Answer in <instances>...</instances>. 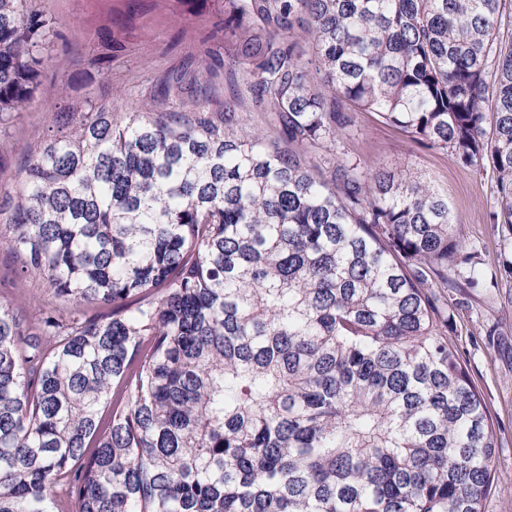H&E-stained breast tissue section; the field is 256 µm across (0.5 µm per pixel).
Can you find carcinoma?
Instances as JSON below:
<instances>
[{"label":"carcinoma","mask_w":512,"mask_h":512,"mask_svg":"<svg viewBox=\"0 0 512 512\" xmlns=\"http://www.w3.org/2000/svg\"><path fill=\"white\" fill-rule=\"evenodd\" d=\"M55 28L0 0V128ZM224 54L266 126L171 71L144 112L68 102L0 194L52 295L0 299V512H484L498 445L441 292L484 259L431 181L337 144L366 112L449 149L512 231V13L224 0Z\"/></svg>","instance_id":"obj_1"}]
</instances>
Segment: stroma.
Returning <instances> with one entry per match:
<instances>
[{
  "label": "stroma",
  "instance_id": "35a3bbf8",
  "mask_svg": "<svg viewBox=\"0 0 512 512\" xmlns=\"http://www.w3.org/2000/svg\"><path fill=\"white\" fill-rule=\"evenodd\" d=\"M34 6L56 19L57 35L33 101L0 129L2 190H13L20 181L24 149L51 125L61 86H68L72 98L117 97L132 110L150 106L158 77L172 70L206 81L204 101L211 107L244 91L224 55L223 38L215 34L224 24L215 0H142L134 16L125 0H35ZM121 20L126 27L120 42L108 44L107 28ZM343 145L369 164L405 165L430 179L448 197L457 237L486 261L480 287L448 292V338L484 401L498 441L496 479L485 512H512V275H501L498 267L499 261L512 260V234L489 221L495 182L452 152L418 145L365 113L355 115ZM13 268L11 254L0 248V297L46 298L40 282L14 278Z\"/></svg>",
  "mask_w": 512,
  "mask_h": 512
}]
</instances>
